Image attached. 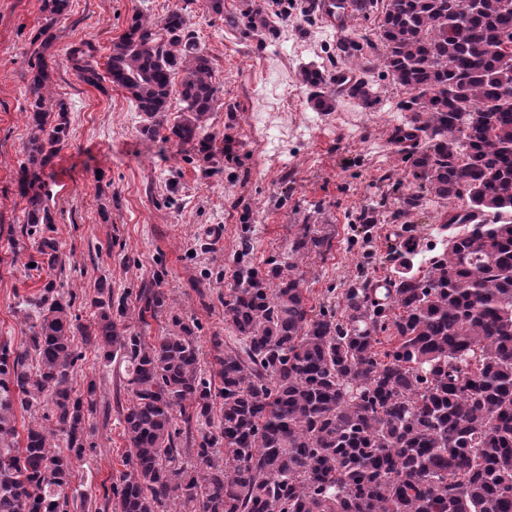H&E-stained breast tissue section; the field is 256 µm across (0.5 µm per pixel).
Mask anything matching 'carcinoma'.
Returning <instances> with one entry per match:
<instances>
[{
    "instance_id": "obj_1",
    "label": "carcinoma",
    "mask_w": 512,
    "mask_h": 512,
    "mask_svg": "<svg viewBox=\"0 0 512 512\" xmlns=\"http://www.w3.org/2000/svg\"><path fill=\"white\" fill-rule=\"evenodd\" d=\"M68 8L42 0L23 146L32 168L51 164L68 140V106L42 55ZM374 12L370 48L382 52L364 68L382 66L409 94L393 134L413 141L405 161L414 188L401 211L463 201V217L444 221L461 230L418 266L409 238L388 287L356 279L341 293V315L313 313L298 271V259L330 240L304 232L290 247L295 261L271 257L262 270L242 241L224 295L229 335L214 338L218 369L207 378L195 321L174 315L149 343L101 280L97 321L85 326L71 312L76 294L46 280L19 309L26 345L0 346V512H69L95 404L94 385L86 399L72 387L77 335L124 363L129 468L111 485L115 512H169L172 503L177 512H512V0H359V14ZM94 51L82 42L67 60L84 83L125 89L144 115L142 134L164 128L211 151L203 132L223 102L183 10L133 16L112 41L105 77ZM177 76L184 108L166 127ZM327 80L322 68L301 70L322 112L333 110ZM345 96L373 105L362 79ZM21 194V232L38 237L34 267L54 270L62 261L47 195L34 181ZM44 402L53 425L30 423L17 447L16 412L35 416ZM58 437L69 453L55 450Z\"/></svg>"
}]
</instances>
